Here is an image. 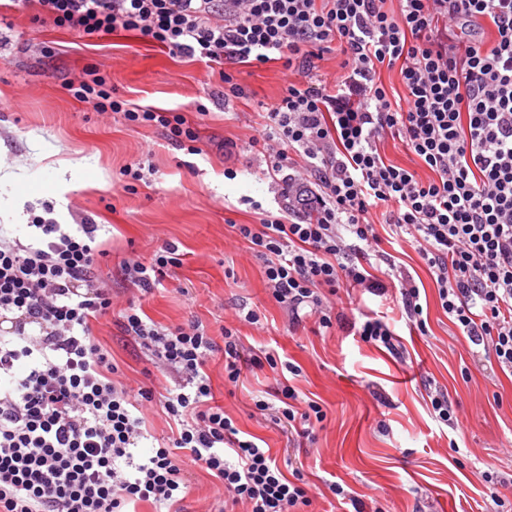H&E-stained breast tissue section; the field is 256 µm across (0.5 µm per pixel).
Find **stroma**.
<instances>
[{
  "label": "stroma",
  "instance_id": "1",
  "mask_svg": "<svg viewBox=\"0 0 512 512\" xmlns=\"http://www.w3.org/2000/svg\"><path fill=\"white\" fill-rule=\"evenodd\" d=\"M89 67L106 73L113 95L131 106L182 112L198 134L196 153L157 128L76 101L66 86ZM228 73L243 96L226 94ZM288 80L279 61L258 68L205 63L126 31L89 41L41 20L35 0L0 8V225L28 240L30 215L46 201L59 223L98 224L112 308L93 322L92 339L126 383L157 389L163 381L118 325L119 311L131 302L163 326L198 321L217 340L231 327L243 356L266 350L300 366L295 387L326 414L310 441L255 409L275 385L270 367L244 371L231 386L219 352L206 372L214 404L242 432L261 439L277 461L302 463L309 512H354L357 501L379 503L385 512H492L486 472L499 476L501 494L512 500V374L458 335L417 252L377 226L381 250L425 291L427 334L402 316L397 288L335 297L348 321L386 316L400 337L396 356L340 326L322 329L313 316L291 323L267 288L262 262L234 230L270 214L303 218L302 210L284 207L285 172L272 171L268 154L252 142L264 107L283 95ZM137 163L144 178L126 190L121 171ZM228 169L235 178H225ZM168 244L177 247L181 266L142 293L125 261L150 258ZM249 309L263 314L261 326L243 320ZM439 391L452 402L458 428L432 417L431 396ZM185 475L190 492L178 512H214L217 480L191 461ZM334 483L347 499L330 492Z\"/></svg>",
  "mask_w": 512,
  "mask_h": 512
}]
</instances>
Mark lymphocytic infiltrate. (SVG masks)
Instances as JSON below:
<instances>
[{"label":"lymphocytic infiltrate","instance_id":"lymphocytic-infiltrate-1","mask_svg":"<svg viewBox=\"0 0 512 512\" xmlns=\"http://www.w3.org/2000/svg\"><path fill=\"white\" fill-rule=\"evenodd\" d=\"M54 24L92 38L123 29L197 60L259 67L274 60L297 72L268 107L257 140L302 195L310 221L270 215L235 230L262 259L276 303L332 327L340 288L378 295L371 272L382 213L431 272L449 321L488 359L512 372V0H37ZM458 28L464 44L449 40ZM328 51L342 57L335 81L310 80ZM399 71L405 94L392 104L381 68ZM67 90L99 112L162 129L178 146L196 142L173 109H140L114 98L104 75L87 70ZM405 143L428 178L398 166L379 143ZM52 205L32 216L35 242L0 234V512H129L137 503L167 512L189 485L190 456L218 479L226 512H306L308 484L284 473L269 449L244 439L212 404L205 366L223 351L238 383L241 341L225 329L216 343L198 322L166 327L136 305L119 322L171 382L162 395L117 378L94 345L90 323L112 298L98 273L97 225L59 224ZM176 248L125 264L142 291L180 266ZM37 333H30V326ZM160 402L177 432L151 443L144 404ZM276 423L311 438L325 414L290 382L254 402Z\"/></svg>","mask_w":512,"mask_h":512}]
</instances>
